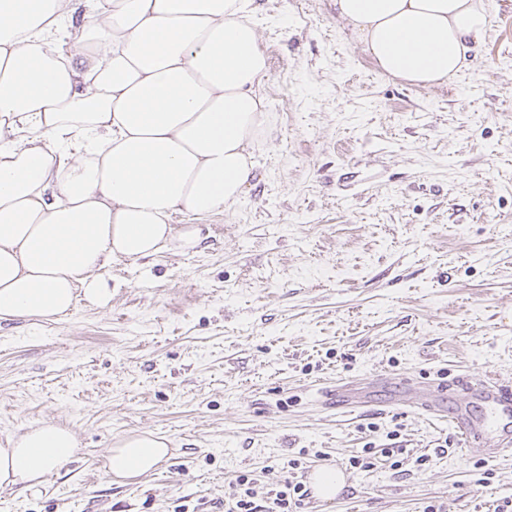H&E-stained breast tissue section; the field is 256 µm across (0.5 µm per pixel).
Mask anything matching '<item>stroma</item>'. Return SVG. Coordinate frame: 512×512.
Returning <instances> with one entry per match:
<instances>
[{
    "mask_svg": "<svg viewBox=\"0 0 512 512\" xmlns=\"http://www.w3.org/2000/svg\"><path fill=\"white\" fill-rule=\"evenodd\" d=\"M254 8L271 126L255 186L207 218L200 251L110 260L106 306L0 322V445L57 420L83 448L39 489H0V512H210L243 473L262 505L327 467L344 490L300 512L512 500V455L460 447L447 420L317 401L381 375L512 386V0H491L472 67L434 88L380 72L330 0ZM136 429L171 456L112 483L99 460Z\"/></svg>",
    "mask_w": 512,
    "mask_h": 512,
    "instance_id": "obj_1",
    "label": "stroma"
}]
</instances>
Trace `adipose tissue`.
Listing matches in <instances>:
<instances>
[{
	"label": "adipose tissue",
	"instance_id": "adipose-tissue-1",
	"mask_svg": "<svg viewBox=\"0 0 512 512\" xmlns=\"http://www.w3.org/2000/svg\"><path fill=\"white\" fill-rule=\"evenodd\" d=\"M384 73L447 84L491 25L489 0H333ZM253 0H0V321L56 320L112 296L99 274L201 242L199 219L256 178L269 114ZM183 213L193 224L174 230ZM80 451L56 422L0 448V487L34 490ZM169 454L133 430L104 456L127 483Z\"/></svg>",
	"mask_w": 512,
	"mask_h": 512
}]
</instances>
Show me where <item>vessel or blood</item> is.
Wrapping results in <instances>:
<instances>
[{
    "label": "vessel or blood",
    "mask_w": 512,
    "mask_h": 512,
    "mask_svg": "<svg viewBox=\"0 0 512 512\" xmlns=\"http://www.w3.org/2000/svg\"><path fill=\"white\" fill-rule=\"evenodd\" d=\"M463 391L466 404L454 401ZM328 406L367 407L372 398L364 388L336 385L322 392ZM392 399L431 416L447 417L462 445L480 444L485 457L493 459L512 452V387L490 379L455 377L432 383L405 379Z\"/></svg>",
    "instance_id": "obj_1"
}]
</instances>
